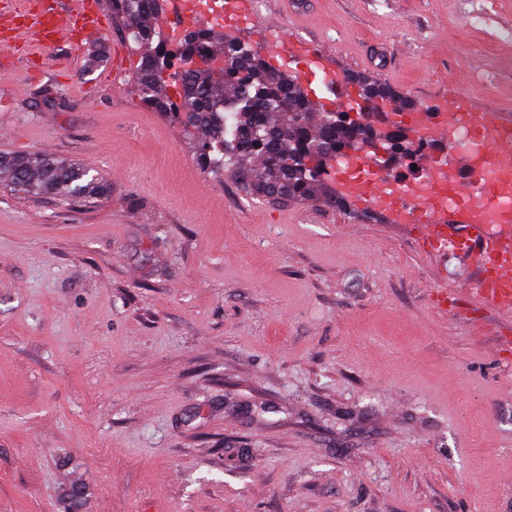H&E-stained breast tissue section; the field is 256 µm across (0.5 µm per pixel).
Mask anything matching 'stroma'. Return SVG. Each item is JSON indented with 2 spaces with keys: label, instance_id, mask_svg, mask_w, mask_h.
I'll list each match as a JSON object with an SVG mask.
<instances>
[{
  "label": "stroma",
  "instance_id": "obj_1",
  "mask_svg": "<svg viewBox=\"0 0 512 512\" xmlns=\"http://www.w3.org/2000/svg\"><path fill=\"white\" fill-rule=\"evenodd\" d=\"M105 32L0 49V154L100 174L91 205L0 182V512H512V317L472 256L203 172ZM227 37L307 40L404 109L512 114V0H253ZM456 296L434 306V289Z\"/></svg>",
  "mask_w": 512,
  "mask_h": 512
}]
</instances>
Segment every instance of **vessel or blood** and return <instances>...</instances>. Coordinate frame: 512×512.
<instances>
[{
  "instance_id": "1",
  "label": "vessel or blood",
  "mask_w": 512,
  "mask_h": 512,
  "mask_svg": "<svg viewBox=\"0 0 512 512\" xmlns=\"http://www.w3.org/2000/svg\"><path fill=\"white\" fill-rule=\"evenodd\" d=\"M251 0H224L225 24L252 17ZM105 29L96 0H52L39 7L34 0H0V46L29 60H37V47L55 45L74 36H99ZM297 63L296 80L318 93L324 112H373L395 117L397 101L370 104L358 99L345 77L337 73L306 43L290 44ZM418 133L436 140H455L459 127L470 134V147L462 155L469 196L456 202V183L450 179L445 156L420 164L413 172L394 174L393 185L344 177L336 169L327 176L339 194L379 211L391 224H409L423 233L424 249L445 254L477 251L482 277L475 289L485 305L512 313V117L500 112H478L460 95L414 110ZM462 232L452 237L448 227Z\"/></svg>"
}]
</instances>
